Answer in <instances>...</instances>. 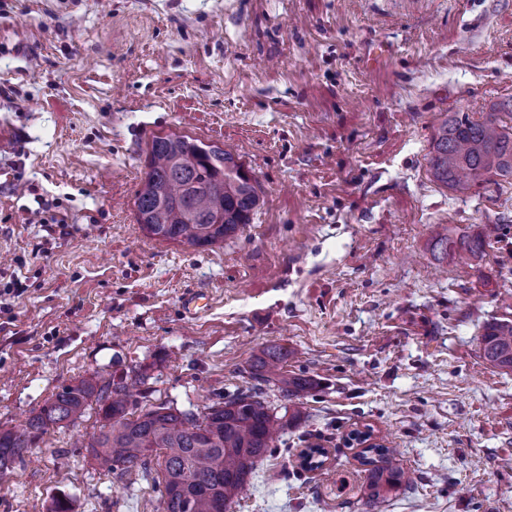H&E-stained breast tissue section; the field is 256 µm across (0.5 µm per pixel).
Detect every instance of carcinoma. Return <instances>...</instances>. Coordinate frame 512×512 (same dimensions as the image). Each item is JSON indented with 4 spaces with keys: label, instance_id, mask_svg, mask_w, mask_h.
Listing matches in <instances>:
<instances>
[{
    "label": "carcinoma",
    "instance_id": "cac0c4a2",
    "mask_svg": "<svg viewBox=\"0 0 512 512\" xmlns=\"http://www.w3.org/2000/svg\"><path fill=\"white\" fill-rule=\"evenodd\" d=\"M429 169L437 182L461 194L490 177L512 178V125L496 108L476 121L448 114L433 137ZM259 201L255 180L232 153L168 134L151 141L135 206L137 223L149 236L202 248L235 237L251 223ZM432 244L461 259L485 255L484 235L455 239L446 226ZM481 345L486 361L512 372V321L487 327ZM290 357L288 349L274 346L254 361L257 378L278 385L285 400L282 414L251 394L216 401L199 416L166 404L140 411L135 395L147 380L143 369L123 371L108 382L83 377L53 394L24 426L0 429V485L12 479L24 453L49 428L76 423L94 402L99 430L81 447L101 470L126 474L159 452L160 512H228L281 434L302 419L301 399L313 382L286 374ZM361 463L368 466L364 493L370 502L410 483L392 449L383 444L366 448Z\"/></svg>",
    "mask_w": 512,
    "mask_h": 512
}]
</instances>
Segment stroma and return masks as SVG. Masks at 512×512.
I'll list each match as a JSON object with an SVG mask.
<instances>
[{"label": "stroma", "instance_id": "obj_1", "mask_svg": "<svg viewBox=\"0 0 512 512\" xmlns=\"http://www.w3.org/2000/svg\"><path fill=\"white\" fill-rule=\"evenodd\" d=\"M512 101V0H0V429L62 387L136 366L141 409L256 393L254 355L313 380L283 457L229 512H512V372L481 338L512 320V179L429 172L445 113ZM238 156L264 204L205 248L151 238L135 196L154 136ZM57 215L52 224L32 214ZM484 234L477 264L436 225ZM206 296L186 313L187 294ZM54 427L0 512H159L156 463L98 469ZM411 484L364 495L352 430ZM325 448L321 469L299 453Z\"/></svg>", "mask_w": 512, "mask_h": 512}]
</instances>
